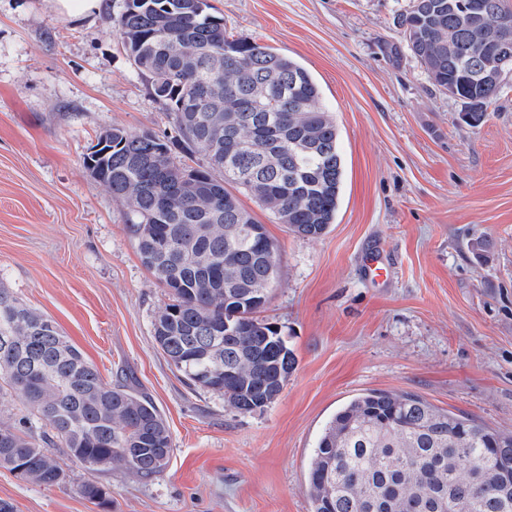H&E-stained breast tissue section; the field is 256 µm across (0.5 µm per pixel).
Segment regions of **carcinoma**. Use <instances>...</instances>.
<instances>
[{
    "instance_id": "obj_1",
    "label": "carcinoma",
    "mask_w": 512,
    "mask_h": 512,
    "mask_svg": "<svg viewBox=\"0 0 512 512\" xmlns=\"http://www.w3.org/2000/svg\"><path fill=\"white\" fill-rule=\"evenodd\" d=\"M184 0H134L109 18L141 77L158 76L164 110L198 116L193 129L175 127L172 137L152 131L112 128V152L94 159L107 176L112 197L128 205L127 228L142 264L166 288L171 302L155 317L153 338L168 360L192 384L221 392L224 376H200L212 363L207 337L224 331L226 237L236 227L253 229L250 248L235 256L244 280L267 273L260 243L270 240L264 225L243 207L250 197L278 224L318 239L334 223L343 184V160L336 124L311 74L286 55L246 38L224 34L223 18L209 0L183 11ZM512 20L507 0H410L402 14L403 40L434 85L466 104L462 118L479 123L503 90L498 72H512V46L503 51L494 34ZM224 113V126L207 121ZM217 146L219 159L195 167L177 155L197 154L195 140ZM14 306L27 313L22 323L3 312ZM249 315L248 335L274 336L257 311ZM7 390L34 412L37 421L0 417V468L42 486H61L62 460L82 465L107 461L130 473L154 475L153 457L171 449V438L157 440L167 423L157 406L127 380L104 381L96 366L60 332L49 317L21 304L0 288V392ZM418 402L431 414L464 429L467 437L436 445L423 431ZM396 417L421 453L402 461L410 470L435 457L434 447L461 466L497 467L512 483V465L492 440L512 443V433L439 410L414 396L370 391L342 406L327 424L310 462L308 485L313 512H386L388 485L363 482L391 458L374 449L382 429L363 416ZM330 481L325 496L318 489ZM81 494L101 505L105 489L94 483Z\"/></svg>"
}]
</instances>
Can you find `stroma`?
<instances>
[{
  "instance_id": "35a3bbf8",
  "label": "stroma",
  "mask_w": 512,
  "mask_h": 512,
  "mask_svg": "<svg viewBox=\"0 0 512 512\" xmlns=\"http://www.w3.org/2000/svg\"><path fill=\"white\" fill-rule=\"evenodd\" d=\"M209 2L228 35L312 74L339 133L345 177L322 238L241 199L277 246L262 316L294 370L272 404L241 414L189 385L153 339L171 296L83 167L106 128L174 133L109 23L125 0L78 23L53 0H0V288L50 316L105 382L148 396L172 440L151 478L71 461L69 482L47 487L0 468L14 512H312L322 430L372 390L512 430V77L470 125L403 42L409 0ZM85 483L108 504L85 499Z\"/></svg>"
}]
</instances>
